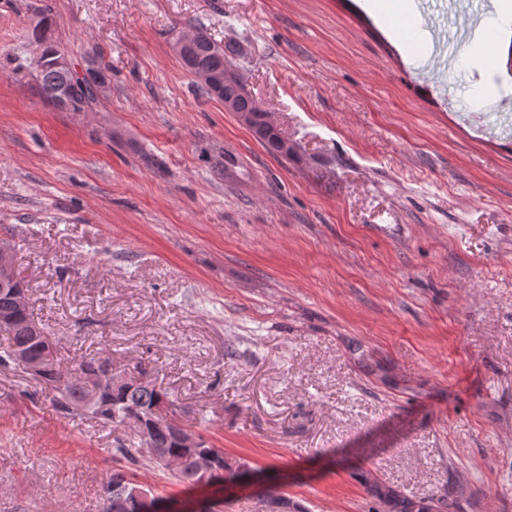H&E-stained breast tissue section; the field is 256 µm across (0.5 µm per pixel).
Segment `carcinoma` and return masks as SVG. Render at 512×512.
I'll return each instance as SVG.
<instances>
[{
  "mask_svg": "<svg viewBox=\"0 0 512 512\" xmlns=\"http://www.w3.org/2000/svg\"><path fill=\"white\" fill-rule=\"evenodd\" d=\"M197 33L198 39L189 59L182 61L187 70L193 74L201 71L236 70L234 46L216 42L202 29L197 30ZM92 59L94 66L81 79L75 77L70 70L57 69L43 60L38 61L35 80L42 97L54 104L58 90L65 87L70 91L73 112H82L100 103L101 98L96 96L94 86L107 77V67L100 56L94 55ZM221 96L234 100L237 109L242 112L258 111L255 99L246 92L244 86L236 82L225 85ZM0 335L7 337V345L0 347V368L17 364L15 352L18 350L28 351L34 357L42 356L46 349L52 350V358L46 362L40 381L55 391L51 406L59 418L69 420L80 415L89 416L100 425L113 428L142 422L152 426L155 447L168 449L169 455L175 459L182 458L181 449L175 446L169 433L170 420L178 418V414L173 409V401L167 391L153 381L143 376L129 377L122 389L116 392L104 391L95 406H84L90 375L98 365L112 364L110 356L100 353L85 355L78 359L74 368L67 371L61 369L57 344L52 336L35 321L30 309H17L10 291L1 288ZM112 452L118 460L126 462V468L112 471L104 484L110 495L103 499V512H155L156 503L160 500L158 496H152L140 503L121 500L124 481L135 477V471L143 467L161 471L175 483L185 487L192 486L197 481V472L191 462L186 460L176 467L162 465L142 452L137 436L127 442L116 440ZM245 478L240 461L226 457L221 459L211 476L213 482L223 484L225 489L237 486ZM355 478L364 486L372 501H380L386 505L385 512H427L424 501L403 496L395 487L372 478L369 473L357 474Z\"/></svg>",
  "mask_w": 512,
  "mask_h": 512,
  "instance_id": "obj_1",
  "label": "carcinoma"
}]
</instances>
